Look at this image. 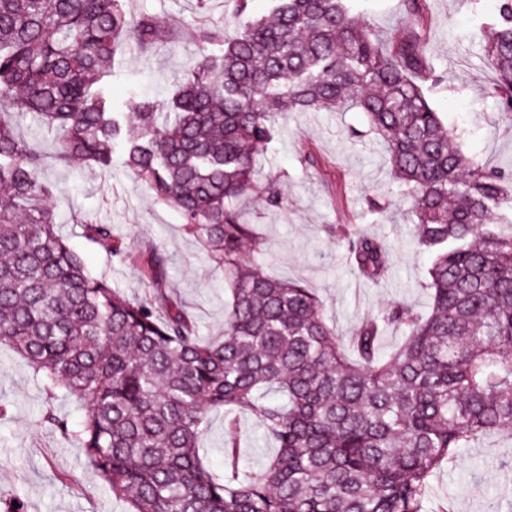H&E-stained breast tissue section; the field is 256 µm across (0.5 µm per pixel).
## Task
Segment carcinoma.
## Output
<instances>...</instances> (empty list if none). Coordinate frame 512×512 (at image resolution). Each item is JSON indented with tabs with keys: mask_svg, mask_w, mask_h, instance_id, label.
Returning <instances> with one entry per match:
<instances>
[{
	"mask_svg": "<svg viewBox=\"0 0 512 512\" xmlns=\"http://www.w3.org/2000/svg\"><path fill=\"white\" fill-rule=\"evenodd\" d=\"M224 0L233 35L190 28L197 59L171 99L105 91L125 34L167 44L166 23L131 18L124 0H0V345L83 406L71 428L84 462L128 512H423L431 482L461 448L512 440V174L465 155L427 95L440 78L407 27L383 37L358 0ZM493 91L512 111V0L482 16ZM354 108L384 145L429 255V307L396 304L344 337L313 289L259 272L263 251L241 206L258 192L260 147L285 112ZM28 113L55 133L54 158L103 170L113 155L224 266V336L197 335L158 249L137 262L151 284L129 299L91 275L56 227L46 156L16 132ZM85 234L119 261L112 225ZM359 274L385 277L381 238L340 226ZM404 340L381 352L383 333ZM224 410V475L200 455ZM276 453L261 472L238 463L236 412Z\"/></svg>",
	"mask_w": 512,
	"mask_h": 512,
	"instance_id": "obj_1",
	"label": "carcinoma"
}]
</instances>
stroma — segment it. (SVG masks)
Segmentation results:
<instances>
[{
	"label": "stroma",
	"instance_id": "1",
	"mask_svg": "<svg viewBox=\"0 0 512 512\" xmlns=\"http://www.w3.org/2000/svg\"><path fill=\"white\" fill-rule=\"evenodd\" d=\"M132 15H152L167 23V47L145 53L121 45L112 65V95L146 98L176 93L192 68L195 49L183 30L199 17L197 0H125ZM473 0H425L422 34L431 63L444 81L429 93L434 108L461 139L466 153L493 166L512 169V113L489 88L495 71L484 52L485 32ZM261 183L270 191L250 196L246 216L265 241L261 268L314 288L340 333L397 303L418 311L428 306L424 282L429 257L411 240L408 204L390 175L382 145L368 132L364 113L295 112L260 151ZM44 181L58 188L60 234L80 254L86 269L104 274L128 298L148 291L136 262H119L88 239L85 220L112 227V234L135 254L159 248L168 257L167 281L203 338L224 332L227 285L224 269L188 234L174 208L156 202L128 174L120 157L111 171L78 164L49 165ZM282 199L273 206L271 197ZM385 203L371 209L370 199ZM354 225L383 237L393 259L386 278L372 282L346 261L333 234L336 225ZM0 401L10 410L0 417V499L15 496L28 512H126L104 482L84 463L80 448L48 422L46 412L77 424L82 412L63 391L48 394L40 374L10 347L0 346ZM241 465L262 471L275 450L256 420L241 413ZM512 500V443L489 437L464 448L455 463L433 479L425 512H492Z\"/></svg>",
	"mask_w": 512,
	"mask_h": 512
}]
</instances>
